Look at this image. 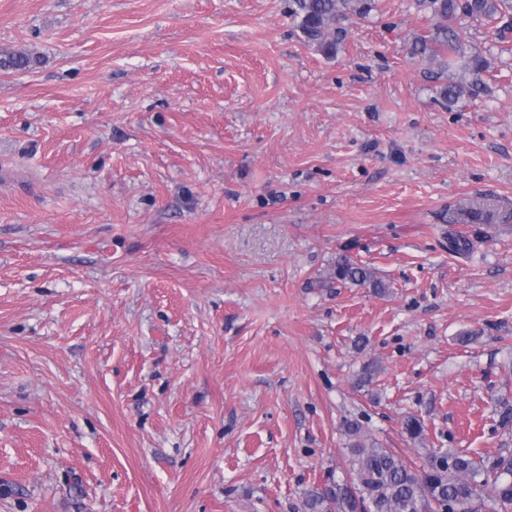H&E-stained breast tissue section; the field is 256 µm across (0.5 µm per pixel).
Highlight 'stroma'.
<instances>
[{
    "instance_id": "obj_1",
    "label": "stroma",
    "mask_w": 512,
    "mask_h": 512,
    "mask_svg": "<svg viewBox=\"0 0 512 512\" xmlns=\"http://www.w3.org/2000/svg\"><path fill=\"white\" fill-rule=\"evenodd\" d=\"M290 8L0 0V512H298L349 420L512 448V25L448 105L428 0L330 56ZM336 280L353 284H370L375 290L384 289L381 280L375 278L371 269L353 263L347 256H339L336 259L334 269Z\"/></svg>"
}]
</instances>
